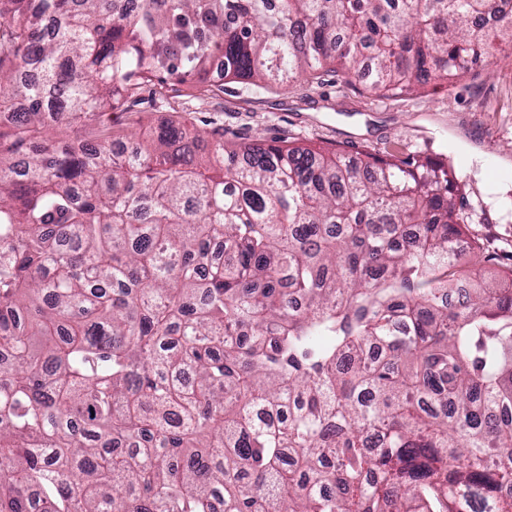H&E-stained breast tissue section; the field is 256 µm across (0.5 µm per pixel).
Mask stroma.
<instances>
[{
  "mask_svg": "<svg viewBox=\"0 0 512 512\" xmlns=\"http://www.w3.org/2000/svg\"><path fill=\"white\" fill-rule=\"evenodd\" d=\"M220 129L227 141L287 140L335 147L349 154L386 155L399 150L419 158L447 159L461 185L462 250L477 247L478 269L503 277L512 273V46H495L490 65L452 83L433 81L414 91L384 97L365 85L325 76L284 88L241 82L220 85L170 79L143 84L128 109L108 110L85 131L53 130L68 141L78 134L109 133L133 144L138 133L168 122ZM502 167L507 185L500 216L478 182L465 172L468 149Z\"/></svg>",
  "mask_w": 512,
  "mask_h": 512,
  "instance_id": "obj_1",
  "label": "stroma"
}]
</instances>
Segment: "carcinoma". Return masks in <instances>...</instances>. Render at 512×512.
I'll return each instance as SVG.
<instances>
[{
    "instance_id": "carcinoma-1",
    "label": "carcinoma",
    "mask_w": 512,
    "mask_h": 512,
    "mask_svg": "<svg viewBox=\"0 0 512 512\" xmlns=\"http://www.w3.org/2000/svg\"><path fill=\"white\" fill-rule=\"evenodd\" d=\"M497 12L0 0V512H512V289L451 273L447 161L49 136L216 59L450 80L512 42Z\"/></svg>"
}]
</instances>
